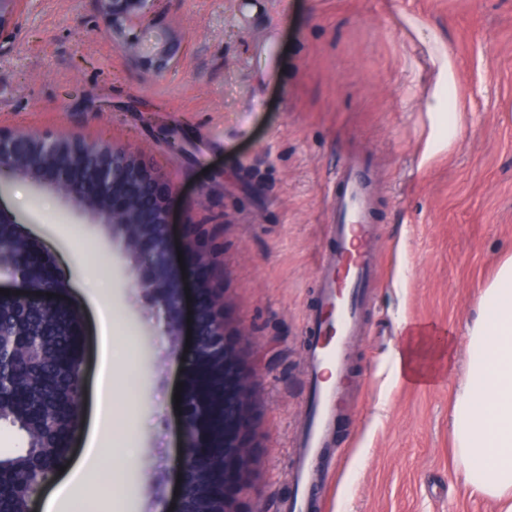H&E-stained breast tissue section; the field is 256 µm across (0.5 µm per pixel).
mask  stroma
Here are the masks:
<instances>
[{
    "label": "stroma",
    "instance_id": "35a3bbf8",
    "mask_svg": "<svg viewBox=\"0 0 512 512\" xmlns=\"http://www.w3.org/2000/svg\"><path fill=\"white\" fill-rule=\"evenodd\" d=\"M153 23L174 49L162 64L142 45L140 22L116 39L94 0H25L0 45V128L147 153L168 185L171 251L183 250L189 225L223 224L227 313L262 360L258 482L243 512H284L294 492L317 263L331 247L336 166L359 150L377 175L379 276L314 512H504L464 486L451 418L478 290L512 256V0H161ZM433 27L459 73L462 128L431 155ZM0 212L72 258L52 299L80 323L85 424L99 358L80 288L90 265L111 273L114 333L128 339L112 398H132L141 421L124 508L174 512L183 454L174 393L192 352L134 287L111 225L24 178L0 188ZM408 326L449 345L431 383L392 372Z\"/></svg>",
    "mask_w": 512,
    "mask_h": 512
}]
</instances>
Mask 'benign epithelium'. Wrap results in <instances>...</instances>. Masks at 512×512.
I'll list each match as a JSON object with an SVG mask.
<instances>
[{
  "label": "benign epithelium",
  "instance_id": "1",
  "mask_svg": "<svg viewBox=\"0 0 512 512\" xmlns=\"http://www.w3.org/2000/svg\"><path fill=\"white\" fill-rule=\"evenodd\" d=\"M112 26L124 32L128 23L141 20L152 27L150 15L159 0H96ZM23 0H0V41L21 10ZM21 176L35 189L46 184L90 212L101 224L120 231L125 256L140 273V285L158 299L167 314V333L181 335L179 315L182 294L174 272L168 240V199L163 179L144 158L101 141L52 134H29L0 129V185ZM218 225H189L185 243V266L194 281L195 350L205 356L220 355L223 365V437L220 447L208 448L205 434L182 420L186 456L182 468L176 512H241V499L253 486L254 448L257 447L255 418L260 406L256 376L260 362L247 348L249 333L230 321L218 292L224 267L214 252L198 245V239L214 238ZM17 281L18 291L9 297L24 312L63 311L47 300V294L62 287L54 276V260L35 239L24 238L15 223L0 217V272ZM53 319L43 321L32 333L42 350L52 336ZM211 394L187 381L184 412L189 403L198 405L202 417Z\"/></svg>",
  "mask_w": 512,
  "mask_h": 512
}]
</instances>
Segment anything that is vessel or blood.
I'll list each match as a JSON object with an SVG mask.
<instances>
[{
  "label": "vessel or blood",
  "instance_id": "b4317fda",
  "mask_svg": "<svg viewBox=\"0 0 512 512\" xmlns=\"http://www.w3.org/2000/svg\"><path fill=\"white\" fill-rule=\"evenodd\" d=\"M368 167L366 154L352 153L336 171L327 225L335 247L319 261L320 288L307 350V413L292 467L295 492L286 512H311L313 495L324 485L320 464L349 394L351 346L365 328L379 261Z\"/></svg>",
  "mask_w": 512,
  "mask_h": 512
}]
</instances>
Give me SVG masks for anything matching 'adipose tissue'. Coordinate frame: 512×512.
I'll list each match as a JSON object with an SVG mask.
<instances>
[{
	"mask_svg": "<svg viewBox=\"0 0 512 512\" xmlns=\"http://www.w3.org/2000/svg\"><path fill=\"white\" fill-rule=\"evenodd\" d=\"M439 81L428 104L439 129L436 147L453 141L459 122L458 70L441 38ZM88 296L99 324L101 380H108L115 364L116 338L108 320L116 304L112 285L91 284ZM471 355L465 381L452 415V435L462 476L475 492L512 502V259L505 261L489 285L479 293V315L469 330ZM445 343L420 331H409L393 357L395 376L431 378L446 357ZM113 424L98 420L83 437V450L70 457L59 480L43 495L40 512H70L76 500L92 512H113L126 474L137 467L135 440L139 425L125 420V448L113 456Z\"/></svg>",
	"mask_w": 512,
	"mask_h": 512,
	"instance_id": "adipose-tissue-1",
	"label": "adipose tissue"
}]
</instances>
